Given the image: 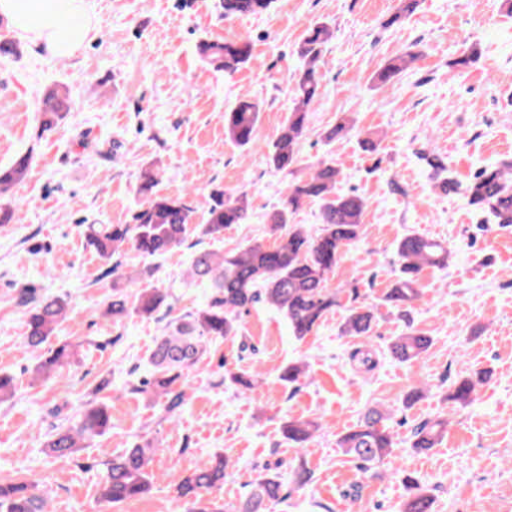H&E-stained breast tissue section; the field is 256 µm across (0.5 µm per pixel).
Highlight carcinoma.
Returning a JSON list of instances; mask_svg holds the SVG:
<instances>
[{
	"label": "carcinoma",
	"mask_w": 512,
	"mask_h": 512,
	"mask_svg": "<svg viewBox=\"0 0 512 512\" xmlns=\"http://www.w3.org/2000/svg\"><path fill=\"white\" fill-rule=\"evenodd\" d=\"M273 0H219L224 17L257 16L266 13ZM418 7V0H401L398 11L386 22L393 26L402 22ZM332 37L328 23H314L299 47L300 66L294 74L293 104L280 133L266 144L270 165L277 171L292 174L299 164V144L307 132V112L321 94L320 69L324 65L326 46ZM201 57L216 71L234 73L253 60L252 45L245 40L198 44ZM481 51L475 45L448 64L449 72L459 74L478 63ZM417 54L408 51L389 58L374 74L379 88L395 84L415 62ZM71 108L68 89L49 91L39 109L42 128L47 131L65 118ZM260 105L241 100L224 110V134L237 146L251 149L257 145ZM354 128V120L344 114L325 135L332 141ZM442 191L461 194L467 205L477 213L493 217L494 223L512 225V161L485 166L468 183L460 185L448 175L442 158L424 149L418 152ZM31 168V156H18L10 166L0 168V198L21 184ZM341 170L330 160L319 162L306 177L287 184L280 207L269 216L276 235L271 245L253 241L224 250L222 253L203 250L193 258L190 275L209 288L205 304L195 312L167 325L165 336L157 343L150 357L152 372L143 382L142 391L167 399L166 410L175 412L185 401V370L194 366L213 343L238 336L242 332L241 314L249 308L266 303L286 320L288 333L300 341L317 330L324 318L339 306V290L329 285V276L345 251L357 243L363 233L366 199L355 192L336 191ZM138 192L144 203L133 216L131 224H91L87 240L99 256L112 261V272L122 265L118 254L127 242L145 257L162 256L181 246L191 230L219 238L224 228L246 224L251 218L247 195L224 196L216 189L204 222L190 227L192 208L184 197L158 189L159 169L153 165L138 177ZM306 202L320 207V227L311 231L291 223V216ZM397 275L393 287L383 301L396 309L421 299L419 276L427 268L445 267L450 259L447 246L434 239L410 234L395 247ZM166 300L164 292L148 283L127 293L115 288L112 302L103 315L120 319L138 315L150 318L157 314ZM25 311V341L32 349H40L54 335L63 320L68 302L61 296L45 295L37 300L22 299ZM373 313L362 306L347 309L341 324L344 336H371ZM431 346V339L409 329L396 336L388 346L390 357L403 364L420 359ZM74 347L62 343L47 352L33 368L37 378L50 379L70 364ZM307 375L301 363L286 365L279 379L293 386ZM486 382V374L475 372L459 376L449 387L448 400L466 407L473 404ZM388 413L370 410L355 426L343 432L338 440L342 452L353 458L360 468L379 463L395 448L388 425ZM110 428L108 406L104 402L87 409L78 422L57 428L44 444L48 455L65 458L79 444L101 436ZM315 419H290L282 426V434L296 451L302 453L319 430ZM448 429V420H429L415 428L412 447L429 450L439 445ZM153 448L136 445L112 457L108 464L100 498L107 504H120L149 489ZM232 465L227 455H216L197 466L177 487L179 497L191 501L194 512H264L263 506L280 499L283 482L280 475L260 474L252 483L250 494L237 505L219 507L204 503L201 494L224 484L227 469ZM409 495L403 512H432L434 498L418 480L408 477ZM32 485H0V512H47V499L31 492Z\"/></svg>",
	"instance_id": "cac0c4a2"
}]
</instances>
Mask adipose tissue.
<instances>
[{
    "label": "adipose tissue",
    "instance_id": "adipose-tissue-1",
    "mask_svg": "<svg viewBox=\"0 0 512 512\" xmlns=\"http://www.w3.org/2000/svg\"><path fill=\"white\" fill-rule=\"evenodd\" d=\"M84 0H0V17L17 37L55 57H70L90 40L91 24L63 28L58 17L81 13Z\"/></svg>",
    "mask_w": 512,
    "mask_h": 512
}]
</instances>
